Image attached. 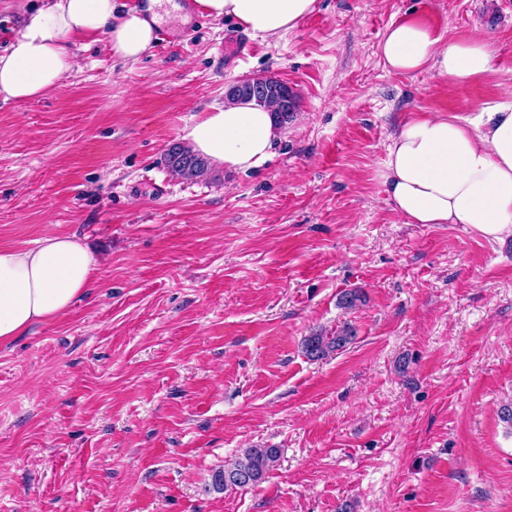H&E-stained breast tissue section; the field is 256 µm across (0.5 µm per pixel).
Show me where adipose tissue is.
<instances>
[{
    "label": "adipose tissue",
    "instance_id": "obj_1",
    "mask_svg": "<svg viewBox=\"0 0 512 512\" xmlns=\"http://www.w3.org/2000/svg\"><path fill=\"white\" fill-rule=\"evenodd\" d=\"M206 15L234 20L255 35L295 28L315 0H195ZM116 13L114 0H52L25 17L0 54V97L25 103L61 88L79 41L105 35L112 55L135 62L156 40L157 7ZM385 68L405 74L432 68L467 82L491 68L482 37L444 40L407 20L391 25L380 46ZM279 137L269 109L224 105L186 127L183 138L209 161L235 171L257 168ZM396 210L413 224H463L484 238L512 237V104L483 108L477 120L460 116L405 120L391 135L382 171ZM97 258L80 240L52 236L38 247L0 248V345L37 324L64 315L82 297Z\"/></svg>",
    "mask_w": 512,
    "mask_h": 512
}]
</instances>
